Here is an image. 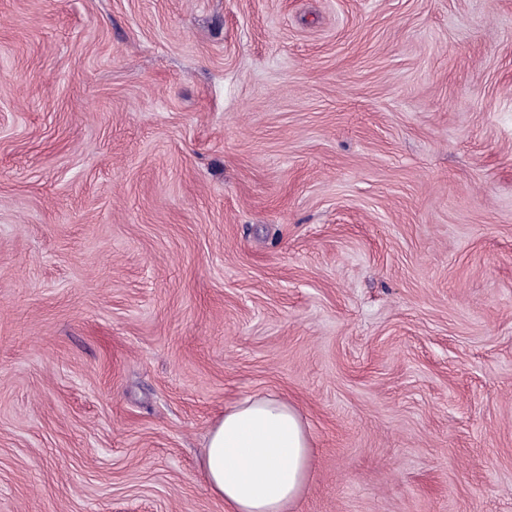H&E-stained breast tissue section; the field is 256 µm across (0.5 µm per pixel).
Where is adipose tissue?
Returning a JSON list of instances; mask_svg holds the SVG:
<instances>
[{
	"mask_svg": "<svg viewBox=\"0 0 512 512\" xmlns=\"http://www.w3.org/2000/svg\"><path fill=\"white\" fill-rule=\"evenodd\" d=\"M306 423L276 395L248 397L209 430L200 469L225 512H288L310 476Z\"/></svg>",
	"mask_w": 512,
	"mask_h": 512,
	"instance_id": "adipose-tissue-1",
	"label": "adipose tissue"
}]
</instances>
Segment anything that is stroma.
<instances>
[{
	"mask_svg": "<svg viewBox=\"0 0 512 512\" xmlns=\"http://www.w3.org/2000/svg\"><path fill=\"white\" fill-rule=\"evenodd\" d=\"M512 512V0H0V512ZM306 423L277 395L248 397L209 430L200 469L225 512H288L310 476Z\"/></svg>",
	"mask_w": 512,
	"mask_h": 512,
	"instance_id": "stroma-1",
	"label": "stroma"
}]
</instances>
